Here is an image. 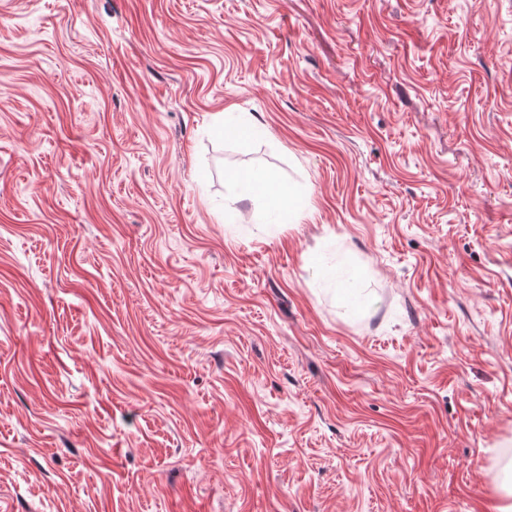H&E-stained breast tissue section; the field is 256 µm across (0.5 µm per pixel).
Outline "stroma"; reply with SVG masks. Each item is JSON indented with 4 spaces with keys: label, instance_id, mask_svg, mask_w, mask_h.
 <instances>
[{
    "label": "stroma",
    "instance_id": "1",
    "mask_svg": "<svg viewBox=\"0 0 512 512\" xmlns=\"http://www.w3.org/2000/svg\"><path fill=\"white\" fill-rule=\"evenodd\" d=\"M511 461L512 0H0V512H497Z\"/></svg>",
    "mask_w": 512,
    "mask_h": 512
}]
</instances>
